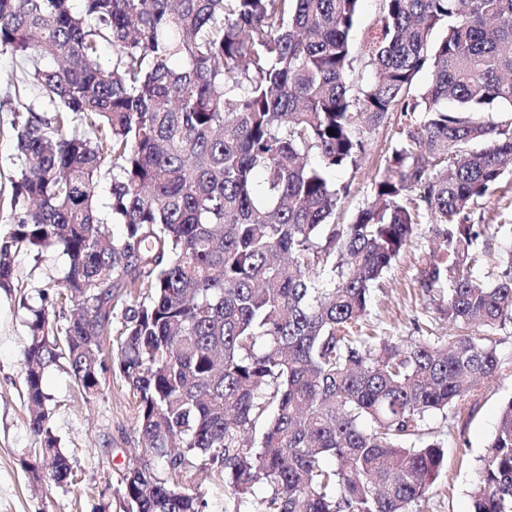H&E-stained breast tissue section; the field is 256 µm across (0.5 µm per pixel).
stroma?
Returning a JSON list of instances; mask_svg holds the SVG:
<instances>
[{"label":"stroma","mask_w":512,"mask_h":512,"mask_svg":"<svg viewBox=\"0 0 512 512\" xmlns=\"http://www.w3.org/2000/svg\"><path fill=\"white\" fill-rule=\"evenodd\" d=\"M42 109L37 90L23 83L16 62L0 55V233L13 222L9 205L12 158L16 152L14 123L27 108ZM399 118L364 131L367 151L359 169L336 172V185H350L343 205L353 215L374 199L373 179L384 157L399 138ZM430 234L421 230L407 245L386 279L372 293L370 320L387 332L403 336L418 330L448 332L436 308L416 280L429 253ZM18 278L11 289H0V512H99L113 495L128 463V451L138 442L137 398L118 374L107 376L102 392L84 402L66 364L51 366L44 385L51 394L50 424L76 476L72 487L35 482L26 468L37 438L28 426L30 411L23 381V351L27 341L28 309L40 303L39 291L48 279H63L67 258L47 249L40 259L16 258ZM504 361L498 376L484 382L469 407L429 425L446 444L447 469L421 503L422 512H470L469 490L495 430L502 403L512 398V323L497 331Z\"/></svg>","instance_id":"stroma-1"}]
</instances>
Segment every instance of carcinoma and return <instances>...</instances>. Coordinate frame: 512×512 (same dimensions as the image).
Here are the masks:
<instances>
[{"label":"carcinoma","mask_w":512,"mask_h":512,"mask_svg":"<svg viewBox=\"0 0 512 512\" xmlns=\"http://www.w3.org/2000/svg\"><path fill=\"white\" fill-rule=\"evenodd\" d=\"M360 2L0 0V54L52 106L14 125L0 288L19 253L55 247L68 269L42 300L80 306L64 325L43 306L27 320L34 479L73 485L43 414L45 371L63 361L87 401L110 370L137 395L157 463L125 469L123 512H207L188 486L196 460L252 498L247 512H418L447 465L427 417L498 374L493 331L512 323V250L475 279L486 225L470 221L496 193L512 210V0H382L357 52ZM357 61L372 78L354 98ZM493 104L504 116L478 117ZM392 112L422 119L385 157L374 202L338 224L347 188L330 173L358 167L361 129ZM424 225L435 247L418 287L448 335L388 336L371 290ZM470 512H512V399Z\"/></svg>","instance_id":"cac0c4a2"}]
</instances>
